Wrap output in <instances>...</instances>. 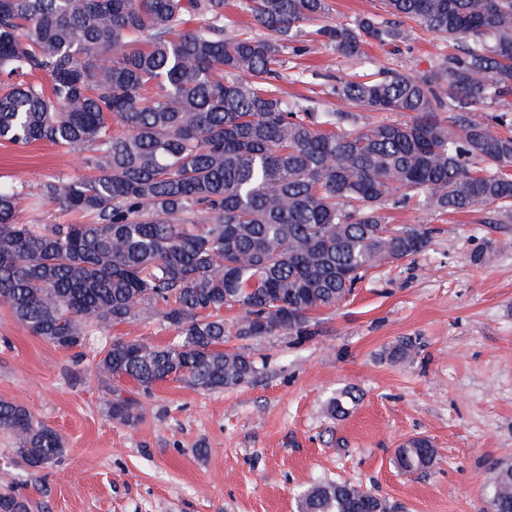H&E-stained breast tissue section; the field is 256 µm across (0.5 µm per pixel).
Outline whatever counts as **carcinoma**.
Masks as SVG:
<instances>
[{
  "label": "carcinoma",
  "mask_w": 512,
  "mask_h": 512,
  "mask_svg": "<svg viewBox=\"0 0 512 512\" xmlns=\"http://www.w3.org/2000/svg\"><path fill=\"white\" fill-rule=\"evenodd\" d=\"M242 5L265 33L226 31L224 0H0V141L60 145L94 170L32 194L84 224H30L19 211L26 189L0 186V305L63 350L154 311L172 341L116 338L97 361L101 375L147 393L171 377L202 390L254 378L257 361L224 349L228 336H315L312 314L339 306L366 270L428 246L431 230L388 224L391 206H492L512 218V115L472 117L512 95V0H384L386 18L319 26L314 35L345 57L366 39L405 42L403 18L455 47L418 77L336 78L331 93L346 110L324 113L288 103L271 79L328 0ZM354 108L410 120L361 126ZM226 307L240 310L230 324ZM418 349L403 337L385 354L405 362ZM353 401L342 393L327 410L344 415ZM105 407L124 422L139 416L131 399ZM0 431L31 468L65 453L22 404L0 400ZM437 457L414 437L393 464L412 473ZM483 490L491 512H512V462L490 463ZM300 508L391 512L348 482L313 485ZM0 512L31 505L3 489Z\"/></svg>",
  "instance_id": "cac0c4a2"
}]
</instances>
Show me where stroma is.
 <instances>
[{"mask_svg":"<svg viewBox=\"0 0 512 512\" xmlns=\"http://www.w3.org/2000/svg\"><path fill=\"white\" fill-rule=\"evenodd\" d=\"M405 27L407 42L370 43L358 58L310 43L287 55L279 85L288 99L333 112L342 104L328 76L379 67L416 75L450 52ZM90 173L81 155L55 145L0 143L1 182L33 192L49 177ZM488 215L387 210L390 224L433 228L424 251L368 270L347 301L316 313L314 338L251 343L261 370L250 382L204 391L169 379L146 393L114 378L142 407L130 424L105 413L98 353L116 338L163 345L172 329L146 314L88 337L76 358L0 307V399L28 406L66 448L35 471L15 462L0 432V488L27 495L33 512H300L303 490L337 480L372 489L394 512H490L487 466L512 462V222ZM488 242L494 262L475 264ZM403 336L418 338V354L386 359ZM344 389L355 404L330 415L328 399ZM414 437L428 439L438 461L404 473L392 458Z\"/></svg>","mask_w":512,"mask_h":512,"instance_id":"stroma-1","label":"stroma"}]
</instances>
